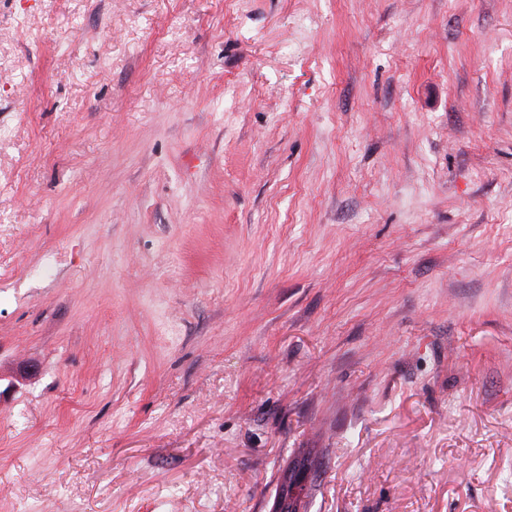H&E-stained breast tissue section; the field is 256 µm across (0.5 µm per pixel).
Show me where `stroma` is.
Returning <instances> with one entry per match:
<instances>
[{
	"mask_svg": "<svg viewBox=\"0 0 512 512\" xmlns=\"http://www.w3.org/2000/svg\"><path fill=\"white\" fill-rule=\"evenodd\" d=\"M0 512H512V0H0ZM312 457H314V459L317 457L313 448H298L285 467V470L288 468V473H290L288 481L281 482V478L280 481H278L274 497L275 499L279 498L281 501L288 500V512H295L290 509L291 500H293L295 494L297 492L299 493L305 486L302 484L301 476L308 470V467L313 462L311 461Z\"/></svg>",
	"mask_w": 512,
	"mask_h": 512,
	"instance_id": "obj_1",
	"label": "stroma"
}]
</instances>
